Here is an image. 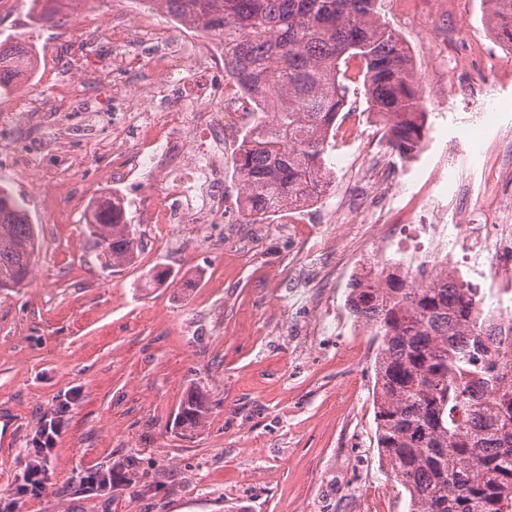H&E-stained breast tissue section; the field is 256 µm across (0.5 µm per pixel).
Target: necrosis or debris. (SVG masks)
<instances>
[{
  "instance_id": "1",
  "label": "necrosis or debris",
  "mask_w": 512,
  "mask_h": 512,
  "mask_svg": "<svg viewBox=\"0 0 512 512\" xmlns=\"http://www.w3.org/2000/svg\"><path fill=\"white\" fill-rule=\"evenodd\" d=\"M132 0H113L105 31L112 43L111 70L82 72L77 83L60 84L51 124L20 121L0 114V156L21 157L24 177L46 156L60 172L81 169L78 141L102 143L112 153V181L128 187L146 223L199 224L229 221L224 211V130L247 108L224 77V49L186 24L177 30L161 23L156 11L141 8L130 18ZM162 173L154 192H144L134 173ZM419 249L471 254L499 253L494 268L500 287L512 288L511 224L419 226Z\"/></svg>"
}]
</instances>
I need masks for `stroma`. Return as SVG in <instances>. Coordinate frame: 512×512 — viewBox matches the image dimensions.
<instances>
[{
  "mask_svg": "<svg viewBox=\"0 0 512 512\" xmlns=\"http://www.w3.org/2000/svg\"><path fill=\"white\" fill-rule=\"evenodd\" d=\"M383 21L411 51L428 115L422 150L360 157L334 140L328 192L300 221L228 224L220 236L191 224L170 232L139 224L134 263L106 266L85 216L52 223L8 168L0 187L24 196L41 243L26 286L0 291V512H410L376 448L374 362L380 340L348 306L361 262L401 260L413 233L384 242L385 210L415 224H481L512 202V47L482 16L481 0H378ZM112 0H77L56 24H32L26 0L0 12V42L66 48ZM441 31L435 44L421 27ZM35 67L23 91L0 86V108L26 93L55 109L68 73ZM494 119L483 124L482 110ZM481 131L486 164L471 157ZM444 168L455 194L430 186ZM357 210L339 226L333 215ZM253 254L241 262L244 242ZM168 279L147 286L153 269ZM287 296L280 304L279 296ZM208 390L212 409L194 434L174 425L186 389ZM71 401L50 483L20 496L26 450L56 405Z\"/></svg>",
  "mask_w": 512,
  "mask_h": 512,
  "instance_id": "stroma-1",
  "label": "stroma"
}]
</instances>
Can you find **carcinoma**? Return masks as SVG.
Wrapping results in <instances>:
<instances>
[{
    "instance_id": "cac0c4a2",
    "label": "carcinoma",
    "mask_w": 512,
    "mask_h": 512,
    "mask_svg": "<svg viewBox=\"0 0 512 512\" xmlns=\"http://www.w3.org/2000/svg\"><path fill=\"white\" fill-rule=\"evenodd\" d=\"M150 2L224 45V75L253 108L232 160L247 223L311 202L329 183L324 155L357 79L391 152L408 157L420 147L426 113L412 59L376 0ZM57 3L30 0L31 18L54 22ZM483 6L512 43V0ZM34 62L32 51L0 45V84ZM85 224L106 264L135 260L138 238L120 203L101 202ZM38 248L24 200L1 187L0 291L30 277ZM375 279L354 283L349 307L381 339L376 448L387 472L411 512H512V333L479 317V289L461 278L419 283L387 263ZM178 412L181 430L203 426L205 388L188 389Z\"/></svg>"
}]
</instances>
